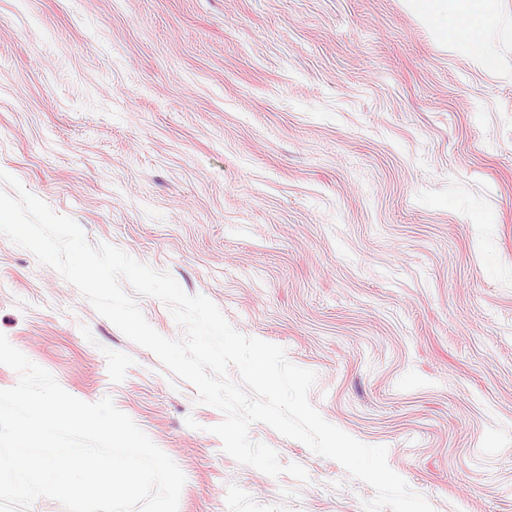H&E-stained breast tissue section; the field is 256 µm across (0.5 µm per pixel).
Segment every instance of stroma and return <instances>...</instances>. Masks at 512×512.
<instances>
[{
  "instance_id": "obj_1",
  "label": "stroma",
  "mask_w": 512,
  "mask_h": 512,
  "mask_svg": "<svg viewBox=\"0 0 512 512\" xmlns=\"http://www.w3.org/2000/svg\"><path fill=\"white\" fill-rule=\"evenodd\" d=\"M487 42L409 0H0V169L284 347L434 512H512V0ZM0 333L134 421L186 476L179 512L374 495L263 423L308 482L237 463L221 410L2 234Z\"/></svg>"
}]
</instances>
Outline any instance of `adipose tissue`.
<instances>
[{
  "label": "adipose tissue",
  "instance_id": "ef3b65f1",
  "mask_svg": "<svg viewBox=\"0 0 512 512\" xmlns=\"http://www.w3.org/2000/svg\"><path fill=\"white\" fill-rule=\"evenodd\" d=\"M425 22L447 42L486 58V30L493 20L492 0H413Z\"/></svg>",
  "mask_w": 512,
  "mask_h": 512
}]
</instances>
